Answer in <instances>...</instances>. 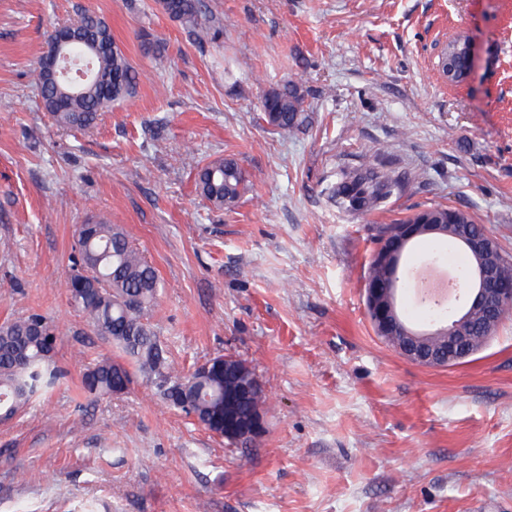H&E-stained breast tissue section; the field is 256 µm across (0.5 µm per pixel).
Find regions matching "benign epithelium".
Returning a JSON list of instances; mask_svg holds the SVG:
<instances>
[{
	"mask_svg": "<svg viewBox=\"0 0 512 512\" xmlns=\"http://www.w3.org/2000/svg\"><path fill=\"white\" fill-rule=\"evenodd\" d=\"M75 44L68 26L56 28L50 44L46 47L42 62L51 70L57 69L58 61L68 59L66 49ZM474 50L467 40H456L448 45L442 57V74L450 84L466 82L473 69ZM406 236L430 235L450 238L464 244L469 251L474 269L469 276L470 288L462 309L448 318L447 324L437 330L417 332L407 329L408 342L399 348L406 359L428 367L457 365L475 354L471 348L474 335L483 343L491 339L498 322L497 312L506 303L512 302V283L501 282L487 267V253L494 250V240L487 234L461 236L456 224H407L403 227ZM388 290L378 286L369 290L371 309L381 330L389 335L398 326L396 306L387 298ZM448 337V353L443 356L428 348L429 336Z\"/></svg>",
	"mask_w": 512,
	"mask_h": 512,
	"instance_id": "1",
	"label": "benign epithelium"
}]
</instances>
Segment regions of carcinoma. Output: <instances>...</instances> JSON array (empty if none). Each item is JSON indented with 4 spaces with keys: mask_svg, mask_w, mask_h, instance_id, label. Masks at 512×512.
<instances>
[{
    "mask_svg": "<svg viewBox=\"0 0 512 512\" xmlns=\"http://www.w3.org/2000/svg\"><path fill=\"white\" fill-rule=\"evenodd\" d=\"M171 19L196 30L202 27L200 0H159ZM77 35L91 34L86 50L72 59L80 61L87 78L76 86L55 81L38 66L37 80L44 108L54 123L66 130L94 126L100 112L135 93L138 74L121 49L115 46L110 27L101 17L84 13L73 25ZM268 125L284 134L307 128L312 116L304 109V93L296 83L268 92L262 104ZM402 180L378 164L343 167L328 195L336 207L365 217L381 207L401 189ZM197 185L215 205L235 206L250 187L249 176L233 158H217L197 170ZM411 218L383 225L377 234L365 285L401 280L400 269L389 264L402 225ZM463 231L486 232L465 210H459ZM68 281L70 301L86 318L94 333L117 345L135 366L155 384L170 406L193 417L207 429H216L214 415L224 408V390L233 384L242 360L216 357L208 372L182 376L164 355L146 315L159 298L155 269L132 247L126 233L103 218L81 224L77 230V259ZM495 275L512 281V256L498 250ZM59 332L41 314L31 313L0 324V418L8 421L38 394L53 387L64 375L53 361ZM130 382L127 367L102 359L86 369L84 390L94 396L119 394Z\"/></svg>",
    "mask_w": 512,
    "mask_h": 512,
    "instance_id": "cac0c4a2",
    "label": "carcinoma"
}]
</instances>
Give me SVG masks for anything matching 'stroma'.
<instances>
[{
    "instance_id": "stroma-1",
    "label": "stroma",
    "mask_w": 512,
    "mask_h": 512,
    "mask_svg": "<svg viewBox=\"0 0 512 512\" xmlns=\"http://www.w3.org/2000/svg\"><path fill=\"white\" fill-rule=\"evenodd\" d=\"M193 32L157 0H0V323L57 327L65 377L0 424V512H512V317L466 362L427 367L374 332L364 304L371 229L459 207L512 254V0H202ZM91 12L139 73L91 130L45 112L49 32ZM469 39L474 68L439 64ZM160 42L163 55L142 44ZM294 81L312 115L281 134L264 95ZM230 156L251 186L218 209L198 166ZM384 159L401 192L364 218L325 188ZM120 226L155 268L149 322L182 373L247 362L265 432L229 444L132 371L93 399L82 376L124 361L71 306L75 230ZM444 271L463 250L418 241L404 261ZM461 61L462 68L458 67ZM474 50L467 40H456L448 45L442 57V74L450 84L466 82L473 69Z\"/></svg>"
}]
</instances>
